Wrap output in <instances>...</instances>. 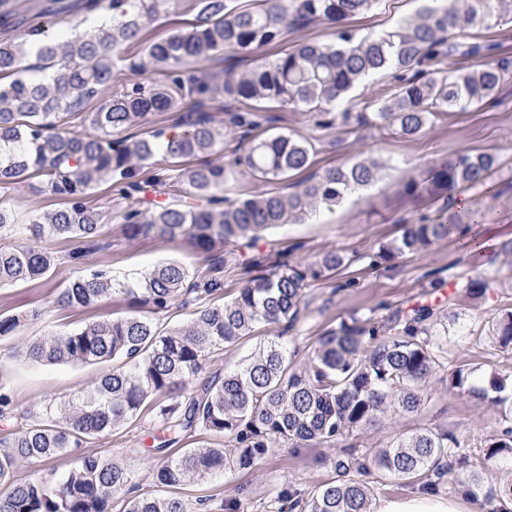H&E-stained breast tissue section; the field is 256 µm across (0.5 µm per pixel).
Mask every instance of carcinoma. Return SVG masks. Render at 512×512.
<instances>
[{"label":"carcinoma","mask_w":512,"mask_h":512,"mask_svg":"<svg viewBox=\"0 0 512 512\" xmlns=\"http://www.w3.org/2000/svg\"><path fill=\"white\" fill-rule=\"evenodd\" d=\"M166 0H50L30 20L13 0H0V29L29 23L18 40L0 42V190L29 176L44 178L46 189L64 199L63 207L35 215L26 224L0 208V238L19 237L22 246H0V287L45 276L55 257L30 244L45 238H76L85 247L71 258L80 270L57 294L62 307H87L119 293L130 313L80 328L51 332L30 341L25 357L36 363H112L93 389L64 400H48L24 411V424L0 438V512H209L210 498L196 508L178 494L182 486L218 474L247 469L270 449L331 444L380 422L388 410L418 411L424 387L439 370L448 389L477 399L488 397L475 370L445 364L447 351L435 334L440 311L419 305L342 323L323 332L308 366L294 367L295 352L284 336L265 339L224 375L206 378L189 389L206 361L255 336L269 324L295 329L305 289L337 273L344 255L329 252L298 266L286 256L259 254L251 266L264 274L249 277L222 303L224 260L216 247L246 240L285 224H300L320 207L332 208L378 177L374 158L349 160L312 176L291 193H258L230 199L224 184L243 168L260 180L288 179L308 169L315 151L307 137L287 133L263 136L273 122L267 103L281 108L314 109V126L353 132L363 127H393L407 137L452 112L493 101L512 76V62L471 38L498 16H512V0H422L414 15L393 30L358 38L348 22L371 11L379 0H251L231 7L226 0H188L194 18L158 40L143 43V30ZM90 9L112 13V24L74 34ZM60 27L46 33L41 18ZM322 23L334 30L329 43L303 42L271 60L260 49L284 41L288 29ZM144 44L141 62L129 70L159 68L161 84L127 81L93 112L83 113L92 132L75 134L63 127L68 111L112 89L123 74L122 47ZM483 54L472 67L448 69V60ZM36 57L40 68H53L51 81L15 77ZM219 57L248 61L230 66L224 77L198 74L194 65ZM392 70L395 91L364 102L359 112L335 108L361 82ZM224 97V116L216 121L211 101ZM185 110L177 129H155L142 138L123 132L155 112ZM236 141L231 158L214 164L207 157L221 135ZM498 168L496 155L463 152L408 177L403 192L415 203L438 201L458 190L485 185ZM188 184L191 200L175 189ZM100 184L115 188L127 205L118 212L129 236L156 234L185 238L210 261L200 277L190 267L164 262L135 282H119L109 271L85 264L98 249L103 215L89 205ZM150 187L161 201L136 196ZM490 210L447 208L403 225L399 238L383 244L371 258L390 266L405 255L421 253L451 234L463 236L471 224H490ZM489 275L458 284L457 293L489 299ZM177 306L192 308L190 318L166 328L156 315ZM25 319L0 316V339L16 335ZM492 339L512 354V307L492 314ZM505 417L503 428L484 446L464 448L452 432L423 429L397 438L385 448L360 457L336 458L335 476L304 499L283 486L275 491L278 512H369L374 489L362 476L376 469L406 486L438 491L462 487L475 500H512V481L487 486L488 465L512 468V397L491 383ZM152 413L163 436L162 451L195 433L215 438L166 458L149 490L132 482L127 468L112 457L85 448L125 425ZM72 457L75 466L60 479L17 478L20 464L41 465Z\"/></svg>","instance_id":"1"}]
</instances>
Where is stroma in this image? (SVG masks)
I'll use <instances>...</instances> for the list:
<instances>
[{"label":"stroma","mask_w":512,"mask_h":512,"mask_svg":"<svg viewBox=\"0 0 512 512\" xmlns=\"http://www.w3.org/2000/svg\"><path fill=\"white\" fill-rule=\"evenodd\" d=\"M421 0H380L368 14L351 20L357 34L391 30L398 21L415 13ZM276 131L315 138L314 171L360 156L383 162L381 177L374 185L352 193L343 203L323 209L301 224H287L265 234L255 248L240 245L218 247L224 258V293L232 295L245 276L244 269L255 252L275 251L287 255L291 264L316 261L330 251L345 255L347 264L335 277L312 283L306 290V305L296 327L295 364L304 367L323 331L354 317L389 315L420 304L442 306L447 317L448 359L456 365L477 370L481 387L503 378L512 394V354L497 351L491 340L488 319L497 306L512 305V255L501 249L512 239V81L501 88L496 101L475 106L435 121L417 136L405 138L393 131L364 128L337 135L328 131L316 137L307 113L293 108L275 112ZM463 151H486L499 158V168L482 190L473 192L474 204L491 209L495 222L475 230L476 246L467 248L449 238L426 251L406 256L391 266H374L371 256L383 243L401 233V225L420 217L421 212L402 193L406 176ZM120 202L106 185L97 186L90 204L104 216L99 249L92 262L109 269L121 281L145 277L160 263L178 260L196 271H205L206 261L187 241L156 235L131 238L115 211ZM60 197L44 188L39 177H29L8 192L0 193V207L23 217L59 207ZM45 245L55 256L49 274L18 286L0 288V315L22 316L26 323L17 336L0 341V391L10 400L0 416V436L17 426L19 414L49 398L68 397L92 387L104 370L100 364L53 365L28 361L23 350L29 340L51 331H64L104 318L126 315L124 295L116 294L91 307L57 306L55 298L76 275L69 255L80 246L72 238H52ZM489 273L494 279V296L474 303L461 298L454 287L458 281ZM40 319H31L32 311ZM428 401L421 412L388 414L381 424L340 440L337 446H282L273 449L248 470L236 471L208 483L183 487L187 503L211 496L210 512H230L240 503L243 512H277L276 489L289 484L310 495L334 475L333 462L347 447L356 453L386 447L397 436L423 428L456 433L468 448L480 447L498 430L502 415L490 401L449 390L441 376L427 385ZM159 430L151 415L95 440L91 449L123 462L133 483L154 484V473L162 460L154 450Z\"/></svg>","instance_id":"stroma-1"}]
</instances>
